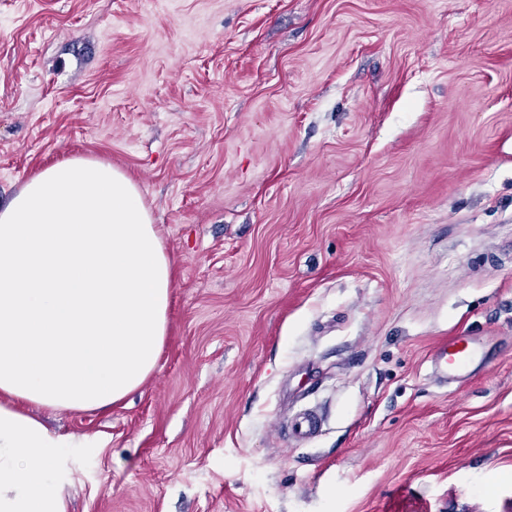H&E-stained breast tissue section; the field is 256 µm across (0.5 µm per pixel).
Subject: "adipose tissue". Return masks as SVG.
<instances>
[{
  "mask_svg": "<svg viewBox=\"0 0 512 512\" xmlns=\"http://www.w3.org/2000/svg\"><path fill=\"white\" fill-rule=\"evenodd\" d=\"M170 260L133 181L74 157L0 205V512H69L80 441L34 410H106L154 372Z\"/></svg>",
  "mask_w": 512,
  "mask_h": 512,
  "instance_id": "obj_1",
  "label": "adipose tissue"
}]
</instances>
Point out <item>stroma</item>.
<instances>
[{
    "label": "stroma",
    "instance_id": "obj_1",
    "mask_svg": "<svg viewBox=\"0 0 512 512\" xmlns=\"http://www.w3.org/2000/svg\"><path fill=\"white\" fill-rule=\"evenodd\" d=\"M74 156L174 280L137 393L41 412L106 440L70 512H512V0H0V200ZM483 359V342L475 336H454L436 345L430 354L431 365L440 377L456 382L467 381L473 364Z\"/></svg>",
    "mask_w": 512,
    "mask_h": 512
}]
</instances>
